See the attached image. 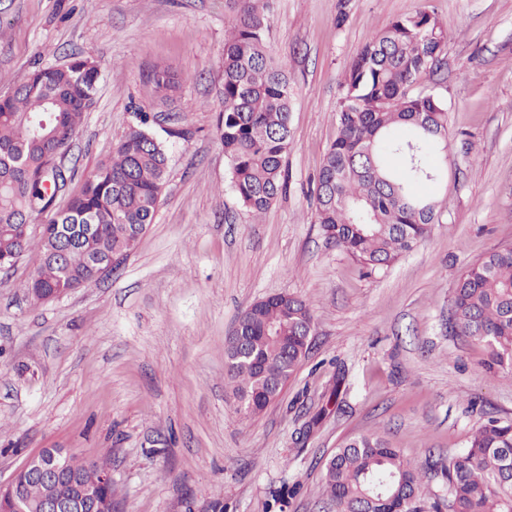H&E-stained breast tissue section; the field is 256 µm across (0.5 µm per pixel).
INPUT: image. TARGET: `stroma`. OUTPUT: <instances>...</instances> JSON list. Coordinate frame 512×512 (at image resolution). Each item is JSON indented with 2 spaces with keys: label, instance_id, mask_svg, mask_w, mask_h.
Here are the masks:
<instances>
[{
  "label": "stroma",
  "instance_id": "35a3bbf8",
  "mask_svg": "<svg viewBox=\"0 0 512 512\" xmlns=\"http://www.w3.org/2000/svg\"><path fill=\"white\" fill-rule=\"evenodd\" d=\"M424 9L448 32L441 180L420 184L439 224L388 269L363 274L328 243L316 178L336 138L345 74L364 41ZM228 0H0V95L38 66L93 51L101 81L66 164L80 188L140 113L168 178L136 250L97 284L36 303L40 262L0 270V480L61 448L109 462L115 512H335L323 465L371 431L420 468L425 504L446 501L429 461L458 453L485 415L512 420V380L459 335L464 267L512 243V0H269L265 39L293 93L287 191L252 219L216 138ZM179 83L170 97L149 74ZM287 293L312 308V348L259 417L237 410L224 343L240 315ZM338 399H330L331 389Z\"/></svg>",
  "mask_w": 512,
  "mask_h": 512
}]
</instances>
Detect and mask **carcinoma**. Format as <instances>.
I'll return each mask as SVG.
<instances>
[{"instance_id":"obj_1","label":"carcinoma","mask_w":512,"mask_h":512,"mask_svg":"<svg viewBox=\"0 0 512 512\" xmlns=\"http://www.w3.org/2000/svg\"><path fill=\"white\" fill-rule=\"evenodd\" d=\"M235 16L224 38V95L216 132L230 186L254 218L285 190L283 159L291 139L292 90L265 44L268 0H232ZM447 32L419 10L368 37L346 75L336 111V139L317 179L316 221L323 236L368 273L387 269L439 222L434 201L414 186L441 178L435 157L448 151V113L433 89L413 84L440 66ZM101 76L92 53L57 67L34 69L0 96V259L35 249L40 264L24 284L37 303L98 281L109 259L125 260L154 223L167 179L163 144L146 129L148 116L121 137L77 192L60 207L45 182L95 102ZM168 95L177 82L152 70ZM461 335L486 350L484 370L512 379V244L466 266L454 291ZM312 309L286 293L258 301L240 316L224 355L237 411L264 413L306 357ZM86 483L107 463L74 459ZM440 470L451 512H512V421L491 418ZM422 472L389 440L359 434L327 460L323 494L336 512H397L419 500Z\"/></svg>"}]
</instances>
